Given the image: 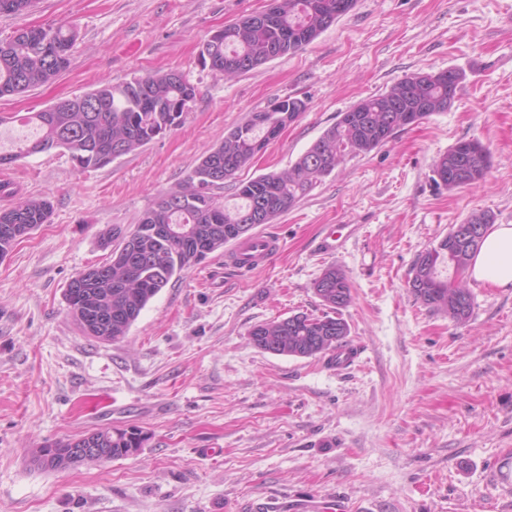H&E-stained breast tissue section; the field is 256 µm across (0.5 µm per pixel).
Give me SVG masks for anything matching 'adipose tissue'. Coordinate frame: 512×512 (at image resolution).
Segmentation results:
<instances>
[{
  "mask_svg": "<svg viewBox=\"0 0 512 512\" xmlns=\"http://www.w3.org/2000/svg\"><path fill=\"white\" fill-rule=\"evenodd\" d=\"M471 279L492 288H512V224H496L486 232L470 259Z\"/></svg>",
  "mask_w": 512,
  "mask_h": 512,
  "instance_id": "obj_1",
  "label": "adipose tissue"
}]
</instances>
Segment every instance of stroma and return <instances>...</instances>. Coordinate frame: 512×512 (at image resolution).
Returning <instances> with one entry per match:
<instances>
[{
	"label": "stroma",
	"instance_id": "obj_1",
	"mask_svg": "<svg viewBox=\"0 0 512 512\" xmlns=\"http://www.w3.org/2000/svg\"><path fill=\"white\" fill-rule=\"evenodd\" d=\"M270 0H34L0 15L22 28L75 25L70 63L52 82L0 98V151L38 135L12 121L61 99L156 71L198 94L174 131L111 165L76 170L62 150L0 166L24 198L52 202L48 224L0 259V512H512V288L462 279V322L409 288L418 256L452 225L489 212L512 224V0H356L302 50L235 75L200 50ZM462 71L450 110L400 127L332 173L262 233L272 262L243 274L223 253L169 283L120 342L83 336L64 291L105 261L100 236L132 231L162 193L182 190L199 159L278 98L306 112L243 170L288 169L360 100L406 75ZM491 155L484 180L448 193L438 157L458 141ZM344 244L315 247L327 226ZM347 275L340 316L358 355L335 367L256 348L254 324L324 311L313 284ZM135 426L137 455L46 471L47 441Z\"/></svg>",
	"mask_w": 512,
	"mask_h": 512
}]
</instances>
